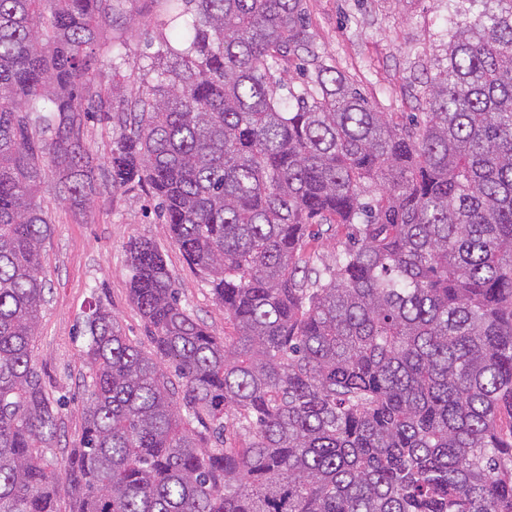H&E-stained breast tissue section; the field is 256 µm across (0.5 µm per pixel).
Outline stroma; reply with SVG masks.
<instances>
[{"mask_svg":"<svg viewBox=\"0 0 512 512\" xmlns=\"http://www.w3.org/2000/svg\"><path fill=\"white\" fill-rule=\"evenodd\" d=\"M125 23L104 25L92 68L103 91L112 89V53L121 51L124 98L138 94L142 65L174 37L163 0H122ZM313 48L336 66L379 111L421 112L424 83L447 64L448 0H307ZM59 178L50 175L38 197L52 223L42 251L49 291L35 338L33 362L50 397L62 403V433L74 447L82 429L87 393L82 348L83 319L91 304L111 309L124 332L141 345L149 339L128 297L127 245L153 240L165 255L183 301L217 337L233 326L201 274L190 267L169 238L149 185L113 188L106 171L96 174L93 201L83 211L62 200Z\"/></svg>","mask_w":512,"mask_h":512,"instance_id":"stroma-1","label":"stroma"}]
</instances>
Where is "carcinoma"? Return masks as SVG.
Returning a JSON list of instances; mask_svg holds the SVG:
<instances>
[{"label": "carcinoma", "mask_w": 512, "mask_h": 512, "mask_svg": "<svg viewBox=\"0 0 512 512\" xmlns=\"http://www.w3.org/2000/svg\"><path fill=\"white\" fill-rule=\"evenodd\" d=\"M120 2L0 0V512H512V0L448 13V64L401 121L315 53L306 0H165L175 42L100 158L90 49ZM51 167L81 209L100 169L147 183L234 326L213 336L131 242L150 350L90 306L63 480L32 364ZM314 224L353 229L328 263Z\"/></svg>", "instance_id": "cac0c4a2"}]
</instances>
